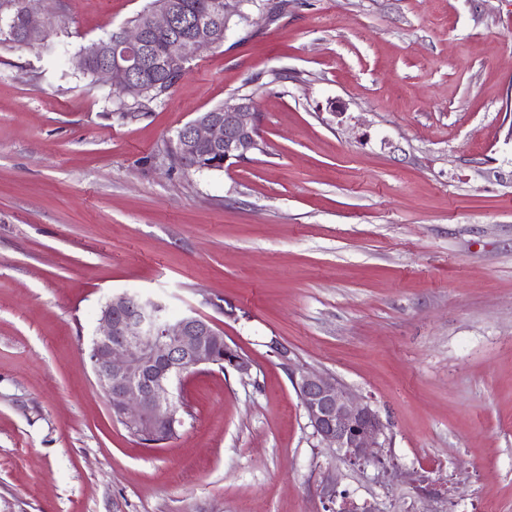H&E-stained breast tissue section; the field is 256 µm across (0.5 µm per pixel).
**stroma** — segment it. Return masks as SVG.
I'll use <instances>...</instances> for the list:
<instances>
[{
	"label": "stroma",
	"instance_id": "obj_1",
	"mask_svg": "<svg viewBox=\"0 0 512 512\" xmlns=\"http://www.w3.org/2000/svg\"><path fill=\"white\" fill-rule=\"evenodd\" d=\"M148 3L52 0L54 51L0 45V512H324L330 472L356 512H512V0L248 5L136 110L70 59ZM245 95L260 150L172 166ZM124 291L253 364L185 374L152 448L87 356ZM275 343L371 403L387 473L313 437Z\"/></svg>",
	"mask_w": 512,
	"mask_h": 512
}]
</instances>
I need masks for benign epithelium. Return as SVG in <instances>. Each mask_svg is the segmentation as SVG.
<instances>
[{"instance_id": "7a95c632", "label": "benign epithelium", "mask_w": 512, "mask_h": 512, "mask_svg": "<svg viewBox=\"0 0 512 512\" xmlns=\"http://www.w3.org/2000/svg\"><path fill=\"white\" fill-rule=\"evenodd\" d=\"M35 0H22L21 40L24 46L46 40L51 18L39 16ZM175 0H151L143 23H129L112 32L108 42H93L72 60L77 69L93 68L95 80L106 82L128 97L139 98L134 73L146 62L149 33H166L175 25ZM240 14L229 0H215L213 21L202 23L175 42L174 62L183 66L202 52L224 43L227 24ZM252 98L241 96L224 103V114L204 112L177 135L183 167H198L201 146L214 150L212 166L243 160L258 148L260 128L253 120ZM288 372L313 436L334 448L353 465L384 464L381 442L384 424L371 405L345 390L336 378L311 368L294 366L288 349L275 347ZM96 384L110 409L131 435L145 445L157 444L161 427L174 419L175 384L201 366L228 365L242 377L251 375V361L224 342L220 329L208 318L189 310L177 317L160 300L139 292L112 295L101 307L99 328L89 351ZM325 508H334L338 496L336 476L328 474L320 485Z\"/></svg>"}]
</instances>
